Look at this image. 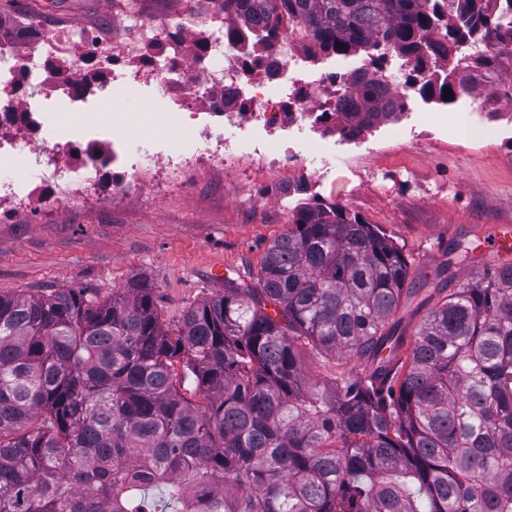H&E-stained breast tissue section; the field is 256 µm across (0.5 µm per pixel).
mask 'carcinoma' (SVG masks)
I'll list each match as a JSON object with an SVG mask.
<instances>
[{"label": "carcinoma", "mask_w": 512, "mask_h": 512, "mask_svg": "<svg viewBox=\"0 0 512 512\" xmlns=\"http://www.w3.org/2000/svg\"><path fill=\"white\" fill-rule=\"evenodd\" d=\"M207 9L224 13L232 80L279 48L313 65L365 53L364 74L322 78L336 107L314 123L342 136L415 94L448 104L492 88L512 65V0ZM166 44L178 64L181 27ZM96 56L91 43L83 66L103 84ZM442 274L407 347L395 317L421 289L399 246L309 202L253 278L225 279L173 327L145 280L103 302L0 295V512H512V266L456 287ZM305 349L336 371L311 381ZM188 378L201 401L182 393Z\"/></svg>", "instance_id": "1"}]
</instances>
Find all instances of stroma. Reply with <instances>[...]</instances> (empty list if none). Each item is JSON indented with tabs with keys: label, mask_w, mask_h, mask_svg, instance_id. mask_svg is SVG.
Segmentation results:
<instances>
[{
	"label": "stroma",
	"mask_w": 512,
	"mask_h": 512,
	"mask_svg": "<svg viewBox=\"0 0 512 512\" xmlns=\"http://www.w3.org/2000/svg\"><path fill=\"white\" fill-rule=\"evenodd\" d=\"M0 0V25L22 18L46 30L79 29L121 38L131 22L117 0ZM198 0H142V17L184 25L183 52L194 54L201 27ZM490 90L460 95L453 103L413 96L396 119L329 150L332 131L302 145L306 176L316 202L345 206L384 228L410 263L411 276L433 275L447 265L452 242L478 240L458 282L476 277L496 259L486 244L499 224H512V104L488 115ZM91 126L138 147L160 140L164 150L191 145L192 122L161 86H109L106 104L83 109ZM288 170L243 160L240 169H198L184 187L134 188L106 194L96 205L51 187L42 211L0 224V294L48 296L84 289L97 301L129 280L154 287L158 312L176 324L201 300L223 295L210 272H257L271 242L286 233L291 208L278 195Z\"/></svg>",
	"instance_id": "obj_1"
}]
</instances>
